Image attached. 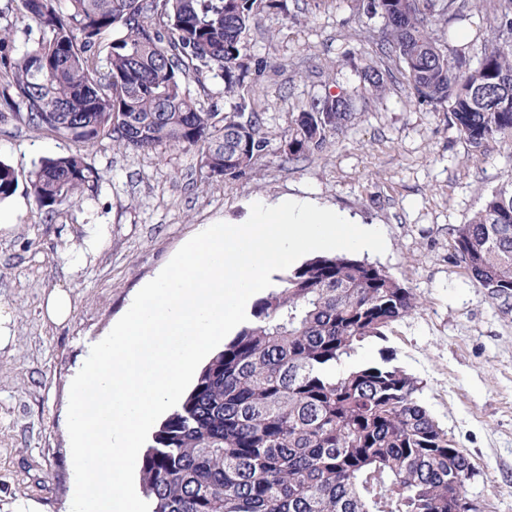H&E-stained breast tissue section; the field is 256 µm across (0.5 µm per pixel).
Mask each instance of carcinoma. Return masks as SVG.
Returning <instances> with one entry per match:
<instances>
[{
    "mask_svg": "<svg viewBox=\"0 0 512 512\" xmlns=\"http://www.w3.org/2000/svg\"><path fill=\"white\" fill-rule=\"evenodd\" d=\"M39 37L20 50L0 24V105L24 124L67 136L75 152L45 158L27 189L53 219L99 189L88 151L113 145L197 155L207 182L242 178L272 157L319 155L383 97L390 69L358 71L355 97L326 88L295 115L278 147L254 109L261 67L247 36L286 0H20ZM489 28L480 53L451 45L466 0H358L378 27L381 59L419 104L446 112L475 150L512 140V0H473ZM217 72L230 111L206 110L189 88ZM18 187L0 161V200ZM453 256L488 299L512 300V180L466 224L448 229ZM417 301L382 268L317 255L272 276L247 321L201 368L141 460L149 512H472L473 466L420 402L421 381L382 351Z\"/></svg>",
    "mask_w": 512,
    "mask_h": 512,
    "instance_id": "1",
    "label": "carcinoma"
}]
</instances>
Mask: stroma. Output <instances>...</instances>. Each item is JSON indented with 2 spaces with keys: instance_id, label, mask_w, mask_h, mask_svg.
I'll use <instances>...</instances> for the list:
<instances>
[{
  "instance_id": "stroma-1",
  "label": "stroma",
  "mask_w": 512,
  "mask_h": 512,
  "mask_svg": "<svg viewBox=\"0 0 512 512\" xmlns=\"http://www.w3.org/2000/svg\"><path fill=\"white\" fill-rule=\"evenodd\" d=\"M248 37L250 52L277 61L257 73L254 105L279 143L294 113L326 85L359 94L355 71L375 61L376 22L355 0H287ZM76 148L69 138L0 122V160L19 187L14 228L0 233V302L17 316L13 350L0 351V512H71L75 477L67 431L70 384L93 344L121 318L200 226L244 223L254 200L311 198L382 231L386 250L358 252L414 294L418 311L393 324L385 343L423 384L422 403L469 456L467 484L479 512H512V307L486 299L452 255L450 226L467 223L484 197L512 177V141L474 150L444 113L421 105L401 82L371 101L327 152L279 160L231 181H201L195 154H143L99 142L88 160L103 175L96 194L44 223L25 186L35 164ZM107 242L66 271L93 225ZM71 290L68 323L44 322L45 292Z\"/></svg>"
}]
</instances>
